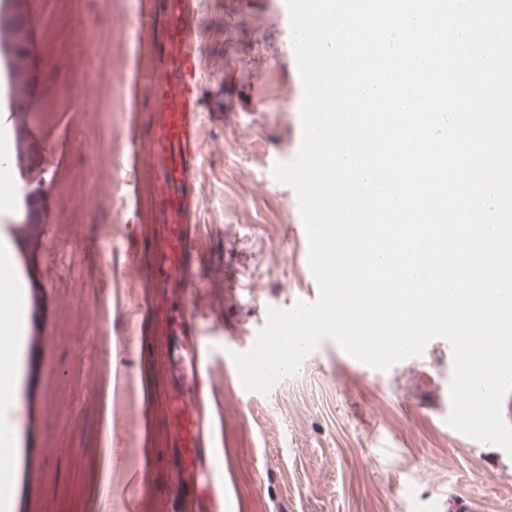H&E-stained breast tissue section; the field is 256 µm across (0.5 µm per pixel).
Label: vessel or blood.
I'll use <instances>...</instances> for the list:
<instances>
[{"label":"vessel or blood","instance_id":"vessel-or-blood-1","mask_svg":"<svg viewBox=\"0 0 512 512\" xmlns=\"http://www.w3.org/2000/svg\"><path fill=\"white\" fill-rule=\"evenodd\" d=\"M209 0H171L164 15L139 9L133 18L137 32L161 31L166 45L154 69L142 72L140 82L153 98V165L161 190L162 205L169 216L156 240V259L164 280L177 283L183 292V314L173 319L158 316L167 330L157 354L159 367L171 385L161 396L167 411V438L173 449L172 503L190 501L193 512H224V476L211 453L212 415L206 399L207 369L212 349L210 334L201 321L195 296L202 283L189 252L201 222L202 192L198 174L203 154L204 115L225 109L224 93L217 76L222 58L200 50V17ZM43 88L37 82L19 84L0 71V135L20 125L18 102L37 107ZM0 171L7 172L13 209H20L36 193L30 175L14 161L12 151L0 147ZM135 176L101 186L97 197L119 222L132 223L127 199L136 191ZM127 444L112 448L113 463L123 465V488L131 491L149 473L132 462Z\"/></svg>","mask_w":512,"mask_h":512}]
</instances>
